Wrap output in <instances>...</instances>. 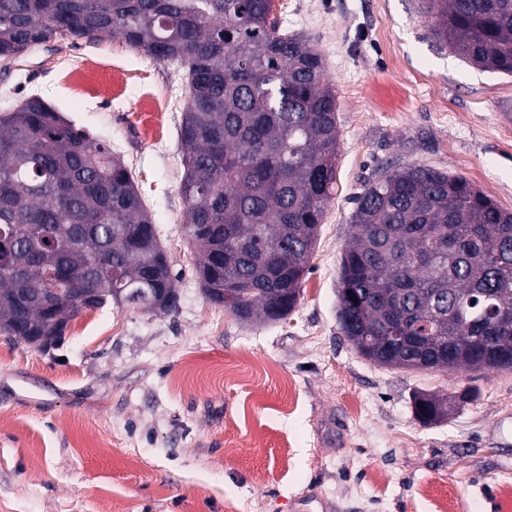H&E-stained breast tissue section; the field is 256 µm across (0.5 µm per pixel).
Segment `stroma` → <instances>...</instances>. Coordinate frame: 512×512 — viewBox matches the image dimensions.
<instances>
[{"instance_id":"stroma-1","label":"stroma","mask_w":512,"mask_h":512,"mask_svg":"<svg viewBox=\"0 0 512 512\" xmlns=\"http://www.w3.org/2000/svg\"><path fill=\"white\" fill-rule=\"evenodd\" d=\"M424 0H274L338 97L336 191L296 307L208 301L183 232L184 73L121 39L0 66V113L42 97L131 168L177 277L170 313L87 310L41 352L0 333V512H512V370L409 371L337 319L355 199L386 166L465 177L512 211V77L465 63ZM459 396L421 422L419 393Z\"/></svg>"}]
</instances>
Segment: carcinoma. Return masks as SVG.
I'll list each match as a JSON object with an SVG mask.
<instances>
[{
    "mask_svg": "<svg viewBox=\"0 0 512 512\" xmlns=\"http://www.w3.org/2000/svg\"><path fill=\"white\" fill-rule=\"evenodd\" d=\"M272 0H0V60L39 40L120 37L186 69L184 228L206 298L240 320L297 304L336 185V95L322 55ZM463 60L512 74V0H428ZM339 322L362 356L408 370H512V212L466 178L382 171L356 199ZM91 282L90 305L70 279ZM57 290L48 309L44 298ZM176 279L131 170L41 97L0 113V332L46 349L92 307L173 310ZM424 420L448 397L418 394Z\"/></svg>",
    "mask_w": 512,
    "mask_h": 512,
    "instance_id": "1",
    "label": "carcinoma"
}]
</instances>
